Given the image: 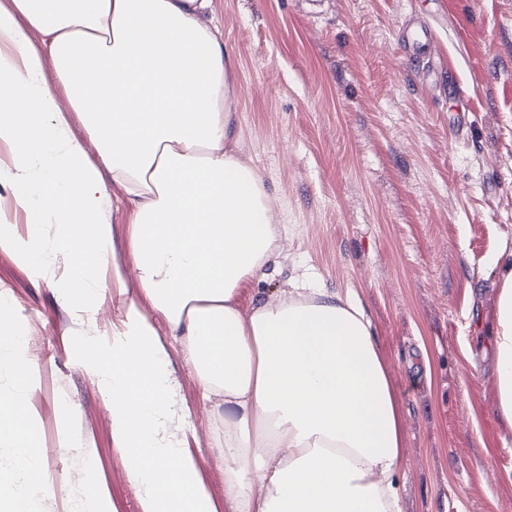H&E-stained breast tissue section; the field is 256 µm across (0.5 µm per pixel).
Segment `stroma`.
<instances>
[{
  "label": "stroma",
  "instance_id": "obj_1",
  "mask_svg": "<svg viewBox=\"0 0 512 512\" xmlns=\"http://www.w3.org/2000/svg\"><path fill=\"white\" fill-rule=\"evenodd\" d=\"M207 20L234 53L244 154L261 168L288 229L267 294L312 273L361 303L401 417L402 512H512V426L497 413L488 346L500 290L495 259L512 249V0H214ZM431 65L452 71L469 104L406 59L412 24ZM46 277L0 250L9 327L40 337L27 400L39 430L42 512H76L86 488L107 512H142L112 446L103 388L83 347L111 337L125 294L85 308L53 288L69 256L47 250ZM184 446L215 512L223 407L203 401L167 324L157 321ZM68 435L66 454L57 450Z\"/></svg>",
  "mask_w": 512,
  "mask_h": 512
}]
</instances>
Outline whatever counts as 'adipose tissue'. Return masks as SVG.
Instances as JSON below:
<instances>
[{"label":"adipose tissue","instance_id":"obj_1","mask_svg":"<svg viewBox=\"0 0 512 512\" xmlns=\"http://www.w3.org/2000/svg\"><path fill=\"white\" fill-rule=\"evenodd\" d=\"M213 0H0V173L13 207L41 200L26 236L0 249L32 266L70 258L63 302L123 290L108 265L109 201L128 208L140 295L112 342L86 360L112 411V445L143 512H214L183 452L156 319L179 339L205 400L224 402L218 449L224 512H401L395 394L361 305L302 274L242 307L279 264L284 227L259 168L243 156L231 50L204 21ZM52 61L57 85L44 77ZM88 134L81 143L72 122ZM490 338L500 418L512 425V250ZM0 512H40L45 475L26 401L0 398Z\"/></svg>","mask_w":512,"mask_h":512}]
</instances>
